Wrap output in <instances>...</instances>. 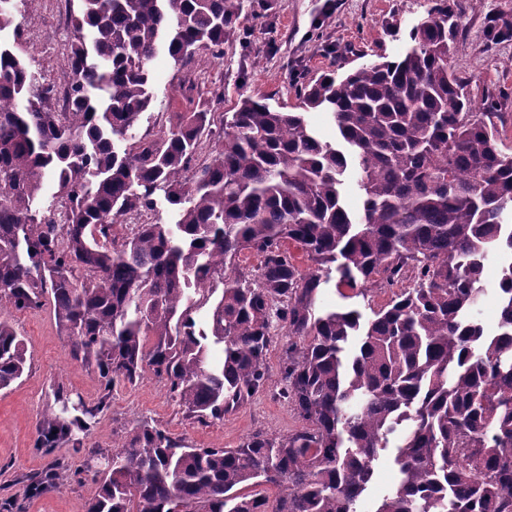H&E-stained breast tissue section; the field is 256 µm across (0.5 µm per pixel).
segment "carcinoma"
Returning a JSON list of instances; mask_svg holds the SVG:
<instances>
[{
  "mask_svg": "<svg viewBox=\"0 0 512 512\" xmlns=\"http://www.w3.org/2000/svg\"><path fill=\"white\" fill-rule=\"evenodd\" d=\"M81 2L63 109L37 87L35 59L0 44V300L50 299L74 356L106 386L151 372L202 424L266 390L279 324L293 341L277 397L303 421L234 448H194L145 423L113 441L86 512H357L402 424L398 484L375 512H512V147L499 98L476 106L450 63L482 0H430L403 57L302 83L289 109L246 96L218 120L175 112L157 138L133 133L152 101L149 62L223 55L242 0ZM317 108L342 147L309 127ZM206 131L214 146L200 163ZM351 166L356 216L342 198ZM48 175L60 221L40 213ZM160 192L175 223L114 230ZM289 243L314 270L299 271ZM500 248L499 332L487 336L468 315ZM246 251L263 257L255 273L238 266ZM333 263L363 296L378 278L413 286L366 322L355 309L318 313ZM217 280L201 329L189 291L207 300ZM26 367L0 318V390ZM68 431L56 416L39 426L47 443ZM261 485L277 496L252 491Z\"/></svg>",
  "mask_w": 512,
  "mask_h": 512,
  "instance_id": "1",
  "label": "carcinoma"
}]
</instances>
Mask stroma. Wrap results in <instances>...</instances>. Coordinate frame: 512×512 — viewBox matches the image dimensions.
I'll return each instance as SVG.
<instances>
[{"label":"stroma","mask_w":512,"mask_h":512,"mask_svg":"<svg viewBox=\"0 0 512 512\" xmlns=\"http://www.w3.org/2000/svg\"><path fill=\"white\" fill-rule=\"evenodd\" d=\"M79 5V0L67 5L20 0L18 5L16 49L35 56L48 84L58 85L70 75L66 50L74 30L62 26L60 12L65 7L78 12ZM427 8L428 0H243V29L225 42L223 57L203 51L183 70L165 54L150 63L153 100L136 131L161 133L173 112H231L245 96L264 95L272 103L293 105L299 80L341 75L382 56L398 58L409 30ZM492 17L512 23V0H484L482 9L466 12L451 65L468 80L474 101L488 91L507 96L502 128L512 145V38L489 36ZM187 78L197 85L190 102L180 91ZM390 297L382 282L367 296L354 295L333 271L318 290L316 306L352 308L367 317ZM0 317L15 327L28 348L23 377L0 390V512H85L95 491L89 472L98 465V452L144 422L198 448H231L254 432L280 436L302 424L269 390L224 419L191 423L164 381L152 374L106 387L95 366L74 358L51 304L17 310L5 303ZM59 392L64 395L60 401L55 398ZM82 407L97 411L89 429L42 444L38 425L43 416L64 412L72 418ZM52 469L65 472V480L47 481L45 474Z\"/></svg>","instance_id":"stroma-1"}]
</instances>
